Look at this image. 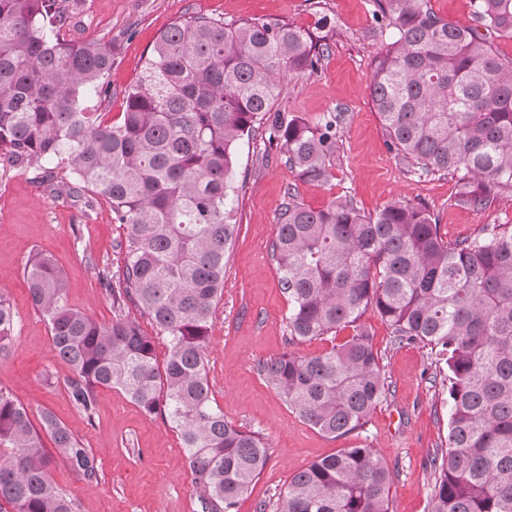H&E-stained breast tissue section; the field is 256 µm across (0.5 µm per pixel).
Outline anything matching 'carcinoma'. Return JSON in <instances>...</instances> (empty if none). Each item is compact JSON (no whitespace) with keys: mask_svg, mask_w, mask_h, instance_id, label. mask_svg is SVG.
I'll use <instances>...</instances> for the list:
<instances>
[{"mask_svg":"<svg viewBox=\"0 0 512 512\" xmlns=\"http://www.w3.org/2000/svg\"><path fill=\"white\" fill-rule=\"evenodd\" d=\"M372 5L379 28L393 31L369 84L389 150L414 172L452 174L457 207L483 212L512 196V58L490 43L512 38V0H470L469 24L439 17L428 0ZM64 15L58 0H0V151L60 177L61 191L106 199L125 229L123 264L98 271L109 324L68 304L63 271L42 252L24 267L32 304L70 368L72 405L91 418L101 391L119 390L163 416L180 434L200 512H237L268 450L224 419L206 371L238 231L236 153L265 125L299 179L329 181L342 113L311 123L273 111L286 77L318 69L328 35L279 19L175 23L107 123L97 103L111 95L112 45L64 39ZM271 250L288 344L353 335L317 356L263 361L267 384L325 436L363 430L388 392L361 323L373 311L395 339L443 363L448 435L432 460L430 512H512V224L447 241L424 206L396 201L365 215L347 198L313 209L289 192ZM15 326L0 292V356ZM56 456L79 479H99L95 455L53 413L35 424L0 387V512H78L49 477ZM390 486L374 449L342 448L294 474L275 512H389Z\"/></svg>","mask_w":512,"mask_h":512,"instance_id":"cac0c4a2","label":"carcinoma"}]
</instances>
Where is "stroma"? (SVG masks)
Here are the masks:
<instances>
[{"label":"stroma","mask_w":512,"mask_h":512,"mask_svg":"<svg viewBox=\"0 0 512 512\" xmlns=\"http://www.w3.org/2000/svg\"><path fill=\"white\" fill-rule=\"evenodd\" d=\"M205 15L227 22L277 18L313 31L321 16L336 23L331 50L317 72L288 78L277 111L317 121L344 115L342 145L324 185L300 180L277 142L259 129L237 152V237L224 267V297L210 332L207 376L226 420L261 433L269 460L240 499L238 512L274 502L289 478L311 462L356 445L374 448L392 471L389 512H429L434 453L448 434V405L428 348L395 344L375 313L363 321L383 356L390 393L363 431L332 439L307 425L260 376L258 365L288 348V296L279 283L271 242L287 189L313 208L349 196L368 214L394 201L426 205L445 239L473 236L486 224H512V197L484 212L453 206L455 181L436 172L408 171L388 150L368 96L374 58L392 33L372 18L371 0H69L61 32L73 41L112 46L111 98L99 110L116 120L125 91L141 71L159 33L185 18ZM123 226L106 200L58 196L38 168L0 159V291L17 326L10 353L0 359V386L31 409L51 411L97 457L100 478L80 480L53 460L52 482L79 504V512H197L179 433L158 416L143 414L123 392L103 391L94 419L71 404L68 366L53 352L44 318L33 308L24 276L33 254L52 255L62 269L68 302L95 320L110 322L111 304L99 284L103 266L118 267Z\"/></svg>","instance_id":"35a3bbf8"}]
</instances>
